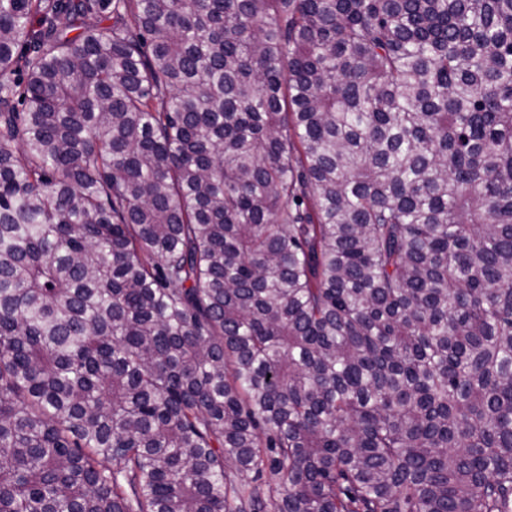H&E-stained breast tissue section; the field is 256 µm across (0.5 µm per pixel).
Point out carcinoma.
<instances>
[{"label": "carcinoma", "mask_w": 512, "mask_h": 512, "mask_svg": "<svg viewBox=\"0 0 512 512\" xmlns=\"http://www.w3.org/2000/svg\"><path fill=\"white\" fill-rule=\"evenodd\" d=\"M269 505L512 512V0H0V512Z\"/></svg>", "instance_id": "carcinoma-1"}]
</instances>
